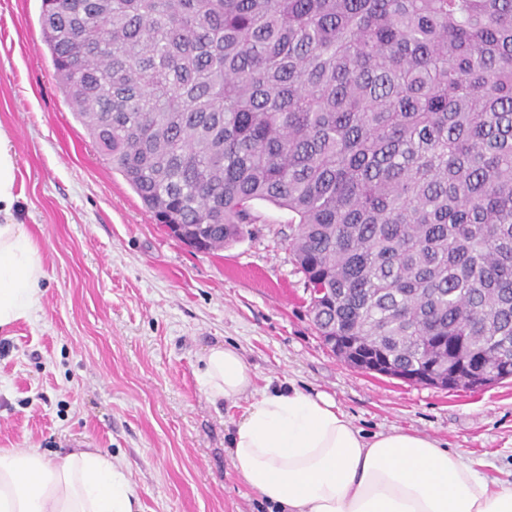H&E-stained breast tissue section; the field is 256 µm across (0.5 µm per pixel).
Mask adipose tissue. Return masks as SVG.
I'll use <instances>...</instances> for the list:
<instances>
[{"label":"adipose tissue","mask_w":512,"mask_h":512,"mask_svg":"<svg viewBox=\"0 0 512 512\" xmlns=\"http://www.w3.org/2000/svg\"><path fill=\"white\" fill-rule=\"evenodd\" d=\"M17 173L0 132V332L30 320L46 278L38 245L15 216ZM197 380L211 400L244 403L228 451L269 512H512V487L495 486L437 440L404 429L369 439L327 394L289 383L258 389L236 347H208ZM0 512H140V505L128 469L99 449L52 460L32 448H0Z\"/></svg>","instance_id":"adipose-tissue-1"}]
</instances>
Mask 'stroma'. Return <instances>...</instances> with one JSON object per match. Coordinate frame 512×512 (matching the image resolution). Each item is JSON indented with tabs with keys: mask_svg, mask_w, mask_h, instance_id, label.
Here are the masks:
<instances>
[{
	"mask_svg": "<svg viewBox=\"0 0 512 512\" xmlns=\"http://www.w3.org/2000/svg\"><path fill=\"white\" fill-rule=\"evenodd\" d=\"M40 11L0 0V130L47 272L35 317L0 333V448L119 456L142 512H267L227 449L242 405L196 379L225 342L258 387L328 393L365 436L420 432L511 485L512 379L449 391L349 367L313 324L286 210L255 202L250 234L211 253L155 223L75 119Z\"/></svg>",
	"mask_w": 512,
	"mask_h": 512,
	"instance_id": "1",
	"label": "stroma"
}]
</instances>
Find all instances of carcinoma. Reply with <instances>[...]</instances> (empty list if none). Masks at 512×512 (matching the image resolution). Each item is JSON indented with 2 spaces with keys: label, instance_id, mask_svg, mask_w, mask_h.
<instances>
[{
  "label": "carcinoma",
  "instance_id": "obj_1",
  "mask_svg": "<svg viewBox=\"0 0 512 512\" xmlns=\"http://www.w3.org/2000/svg\"><path fill=\"white\" fill-rule=\"evenodd\" d=\"M103 160L217 250L292 214L313 323L356 366L512 377V0H41ZM336 337V342L329 337Z\"/></svg>",
  "mask_w": 512,
  "mask_h": 512
}]
</instances>
